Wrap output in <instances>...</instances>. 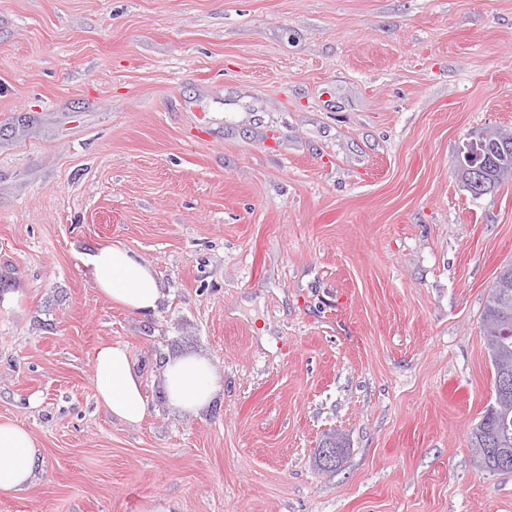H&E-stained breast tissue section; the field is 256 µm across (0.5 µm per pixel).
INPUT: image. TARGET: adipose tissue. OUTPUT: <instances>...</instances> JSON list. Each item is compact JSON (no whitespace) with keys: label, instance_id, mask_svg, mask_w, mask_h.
Wrapping results in <instances>:
<instances>
[{"label":"adipose tissue","instance_id":"ef3b65f1","mask_svg":"<svg viewBox=\"0 0 512 512\" xmlns=\"http://www.w3.org/2000/svg\"><path fill=\"white\" fill-rule=\"evenodd\" d=\"M99 291L130 313L149 315L165 299L154 269L123 246L103 244L85 262ZM94 389L101 405L130 424L143 420L148 411L141 375L134 369L122 345L101 346L94 356ZM163 387L171 405L187 413L205 408L218 385L204 357L186 355L168 360ZM42 464L32 434L17 422L0 421V492L24 491Z\"/></svg>","mask_w":512,"mask_h":512}]
</instances>
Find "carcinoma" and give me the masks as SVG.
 Returning <instances> with one entry per match:
<instances>
[{
  "label": "carcinoma",
  "instance_id": "cac0c4a2",
  "mask_svg": "<svg viewBox=\"0 0 512 512\" xmlns=\"http://www.w3.org/2000/svg\"><path fill=\"white\" fill-rule=\"evenodd\" d=\"M498 146L492 152L483 189L491 193L504 181L512 179V129L494 131ZM484 342L494 371L493 388L505 393L486 409L470 432L473 461L482 471L492 474L512 473V262L497 273L488 291L483 310ZM335 449L332 461L316 452L321 470H334L342 459L346 443L342 434L328 433L320 447Z\"/></svg>",
  "mask_w": 512,
  "mask_h": 512
}]
</instances>
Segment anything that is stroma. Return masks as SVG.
Masks as SVG:
<instances>
[{
	"label": "stroma",
	"instance_id": "stroma-1",
	"mask_svg": "<svg viewBox=\"0 0 512 512\" xmlns=\"http://www.w3.org/2000/svg\"><path fill=\"white\" fill-rule=\"evenodd\" d=\"M497 127L512 0H0V419L43 457L0 512H512L468 447L512 181L454 176ZM103 243L155 314L94 286ZM116 343L136 426L94 397ZM187 354L219 386L196 414L161 383ZM491 148V145L487 144L480 136L467 139L460 146L457 163L471 174L468 189L473 197L480 194L478 187L482 185V176L488 164ZM85 266L94 286L130 313L152 314L165 299L154 269L120 244L99 245ZM94 389L101 405L112 415L138 424L148 411L141 375L134 369L125 347L101 346L94 356ZM335 448V456L334 459L328 463V461L321 456V451L317 448L316 458L318 462V467L321 470H335L338 466L340 460L342 459L345 449L346 443L344 441V437L342 434L337 433L336 431L332 433H328L325 435L324 439L320 443L321 448Z\"/></svg>",
	"mask_w": 512,
	"mask_h": 512
}]
</instances>
